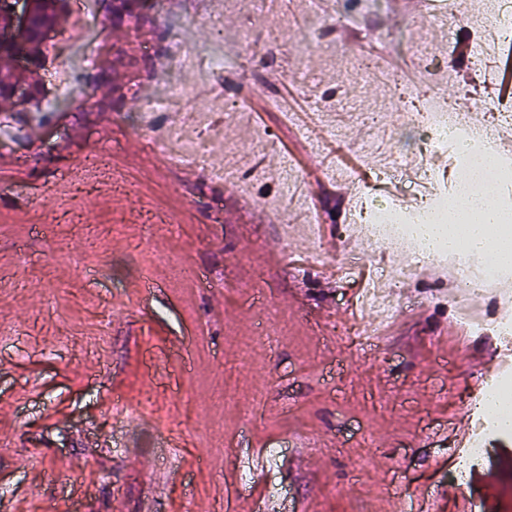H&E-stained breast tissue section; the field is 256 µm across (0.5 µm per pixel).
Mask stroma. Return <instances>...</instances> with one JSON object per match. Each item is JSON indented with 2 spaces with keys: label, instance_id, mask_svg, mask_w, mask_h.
I'll return each mask as SVG.
<instances>
[{
  "label": "stroma",
  "instance_id": "stroma-1",
  "mask_svg": "<svg viewBox=\"0 0 512 512\" xmlns=\"http://www.w3.org/2000/svg\"><path fill=\"white\" fill-rule=\"evenodd\" d=\"M148 3L117 25L112 0H98L92 45L71 59L63 39L85 2L67 0L32 76L38 107L0 108V506L248 512L247 453L293 434L304 448L274 477L285 490L279 512H401L424 486L447 490L441 512H459L465 498L512 512V434L489 435L480 464L452 481L457 454L444 432L473 427L466 403L493 367L483 339L434 301L437 274L406 284L378 347L346 349L340 327L369 314L352 311L356 290L333 268L368 245L338 248L344 218L327 193L303 217L319 238L287 237L281 193L285 168L344 178L368 160L357 114L381 113L390 151L411 155L419 140L390 103L396 87L360 72L356 50L325 54L318 29L330 18L380 45L387 70L403 69L412 33L437 64L423 84L472 99L482 120L512 110L487 77L499 64H471V0L449 44L429 8L400 19L393 0L352 13L348 0ZM219 17L239 41L232 66L248 90L267 92V74L286 68L327 137L297 147L287 117L245 115L212 128L207 162L189 161L188 177L136 133L134 116L156 96L166 57L194 50ZM266 127L279 131L276 146L266 147ZM100 152L110 171L84 165ZM230 157L255 164L250 194L217 175ZM165 212L174 224L151 223Z\"/></svg>",
  "mask_w": 512,
  "mask_h": 512
}]
</instances>
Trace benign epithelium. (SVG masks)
<instances>
[{
  "mask_svg": "<svg viewBox=\"0 0 512 512\" xmlns=\"http://www.w3.org/2000/svg\"><path fill=\"white\" fill-rule=\"evenodd\" d=\"M35 0H0V43L13 47L15 63L14 93L25 91L22 72L29 60L27 42L32 30Z\"/></svg>",
  "mask_w": 512,
  "mask_h": 512,
  "instance_id": "benign-epithelium-1",
  "label": "benign epithelium"
}]
</instances>
